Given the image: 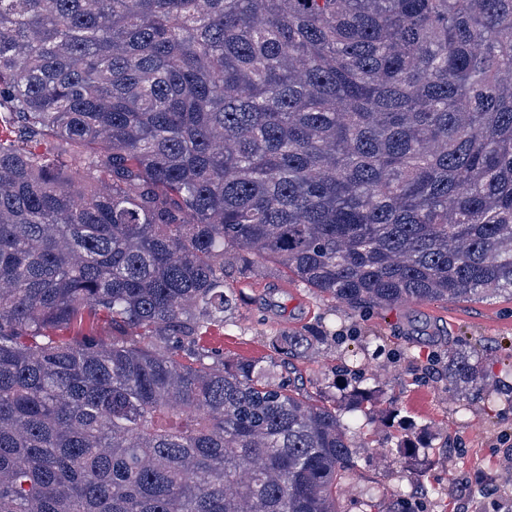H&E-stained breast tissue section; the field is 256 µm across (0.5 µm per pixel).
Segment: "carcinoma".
<instances>
[{
  "label": "carcinoma",
  "instance_id": "1",
  "mask_svg": "<svg viewBox=\"0 0 512 512\" xmlns=\"http://www.w3.org/2000/svg\"><path fill=\"white\" fill-rule=\"evenodd\" d=\"M5 114L0 512H341L357 421L207 343L238 263L512 296V0H0Z\"/></svg>",
  "mask_w": 512,
  "mask_h": 512
}]
</instances>
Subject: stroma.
Returning a JSON list of instances; mask_svg holds the SVG:
<instances>
[{
	"label": "stroma",
	"instance_id": "35a3bbf8",
	"mask_svg": "<svg viewBox=\"0 0 512 512\" xmlns=\"http://www.w3.org/2000/svg\"><path fill=\"white\" fill-rule=\"evenodd\" d=\"M226 284L233 305L211 333L225 354L279 360L289 337L322 334L316 357L294 365L313 400L354 409L362 427L342 512H391L398 499L420 512H512V392L462 413L436 374L460 343L489 379L512 366V297L350 311L273 263Z\"/></svg>",
	"mask_w": 512,
	"mask_h": 512
}]
</instances>
